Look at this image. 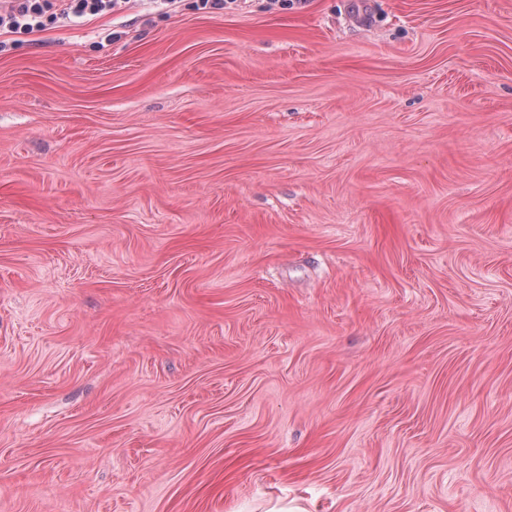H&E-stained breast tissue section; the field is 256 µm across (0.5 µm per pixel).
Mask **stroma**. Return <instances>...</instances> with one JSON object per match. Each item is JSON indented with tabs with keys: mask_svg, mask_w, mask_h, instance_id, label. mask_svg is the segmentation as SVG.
<instances>
[{
	"mask_svg": "<svg viewBox=\"0 0 512 512\" xmlns=\"http://www.w3.org/2000/svg\"><path fill=\"white\" fill-rule=\"evenodd\" d=\"M512 512V0H120L0 36V512Z\"/></svg>",
	"mask_w": 512,
	"mask_h": 512,
	"instance_id": "stroma-1",
	"label": "stroma"
}]
</instances>
